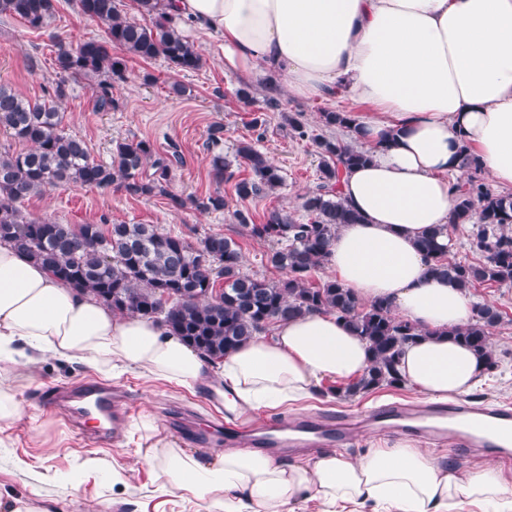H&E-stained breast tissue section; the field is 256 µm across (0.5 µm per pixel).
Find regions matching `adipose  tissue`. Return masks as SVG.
Listing matches in <instances>:
<instances>
[{"label": "adipose tissue", "instance_id": "1", "mask_svg": "<svg viewBox=\"0 0 512 512\" xmlns=\"http://www.w3.org/2000/svg\"><path fill=\"white\" fill-rule=\"evenodd\" d=\"M167 12L224 40V67L306 100L368 105L353 140L370 160L346 172L339 194L363 217L341 225L328 267L365 305L383 300L423 335L399 369L432 402L465 399L483 357L451 337L475 315L468 292L431 275L419 237L447 223L450 176L470 147L490 184L512 187V0H165ZM51 357L99 372L136 370L212 395L245 413L304 400L322 380H353L365 342L331 313L274 326L211 364L153 319L113 311L0 244V426L21 412L30 371ZM162 490L207 512H512V488L493 463L459 472L409 442L361 456L324 453L286 463L227 448L209 461L150 448Z\"/></svg>", "mask_w": 512, "mask_h": 512}]
</instances>
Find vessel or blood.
<instances>
[{
  "mask_svg": "<svg viewBox=\"0 0 512 512\" xmlns=\"http://www.w3.org/2000/svg\"><path fill=\"white\" fill-rule=\"evenodd\" d=\"M49 404L63 409L71 418L93 417L98 423L111 424L112 433L116 436L122 431V419L131 412V404L126 396L113 394L111 388L94 383L86 384L77 400H69L65 393L59 392L50 397ZM373 424L379 429L424 438L431 437L433 430L444 428L455 436L461 447L492 448L504 458L512 454L499 435L500 430L512 429L511 407L432 406L412 416L393 407L377 412ZM244 432L251 435L253 442L265 447L294 450L334 444L345 446L356 437L350 423L341 417L332 422L295 419L259 425L232 424L227 426L224 436L232 441Z\"/></svg>",
  "mask_w": 512,
  "mask_h": 512,
  "instance_id": "obj_1",
  "label": "vessel or blood"
}]
</instances>
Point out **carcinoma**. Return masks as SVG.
Returning <instances> with one entry per match:
<instances>
[{"instance_id":"cac0c4a2","label":"carcinoma","mask_w":512,"mask_h":512,"mask_svg":"<svg viewBox=\"0 0 512 512\" xmlns=\"http://www.w3.org/2000/svg\"><path fill=\"white\" fill-rule=\"evenodd\" d=\"M58 0H0V15L18 18L33 31L49 27ZM139 11L152 19L144 26L120 14L116 0H74L77 11L101 25L104 36L73 44L54 41L60 78L31 100L0 85V129L26 145L21 151L0 152V242L12 244L59 280L87 292L113 310L154 318L182 337L203 357L219 359L235 351L268 325L326 312L353 327L366 342L371 364L355 382L336 395L349 397L382 386L402 388L399 370L404 349L423 335L412 323L397 318L382 300L363 305L351 290L333 279L313 286L312 271L327 263L336 232L343 224H358L361 215L338 194L343 173L368 160L367 151L339 141L313 136L291 115L288 127L299 138L313 140L320 157L312 194L305 197L307 218L300 221L274 209L256 224L247 211L235 210L237 223L251 236L272 243L267 261L282 273L269 281L242 269L238 243L221 233L205 235L196 244L161 231L155 224H61L47 217L24 214L19 204L47 189L80 184L116 188L131 197L164 196L175 205L200 212H221L224 194L178 198L169 191L171 172L181 156L177 146L165 156L146 140L115 143L111 161L91 157L86 142L65 129L62 102L70 84L95 86V109L110 112L118 102L112 81L125 78L130 56L144 61L164 59L181 72L201 68L202 57L169 18L164 0H136ZM327 127L350 128L349 112H323ZM236 157L249 169L240 177L221 152L212 156L217 182H232L236 196L246 201L276 192L281 169L255 144L243 140ZM459 170L467 180L453 185L455 205L448 223L430 228L419 248L433 258L429 272L446 277L465 290L477 284H512V194L495 195L478 180L479 164L468 147L460 154ZM472 225L470 248L480 254L477 264L447 259L450 231ZM500 313L491 305L476 307L475 319L451 335L497 368L490 349L491 330Z\"/></svg>"}]
</instances>
